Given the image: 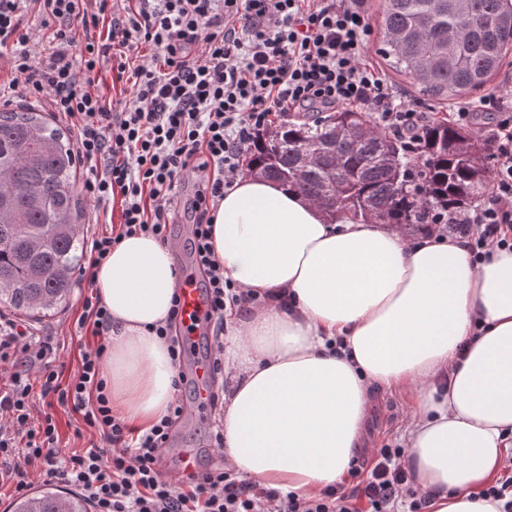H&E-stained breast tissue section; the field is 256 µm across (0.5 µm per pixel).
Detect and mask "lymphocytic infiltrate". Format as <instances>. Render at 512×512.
<instances>
[{
    "mask_svg": "<svg viewBox=\"0 0 512 512\" xmlns=\"http://www.w3.org/2000/svg\"><path fill=\"white\" fill-rule=\"evenodd\" d=\"M365 0H0V53L11 79L0 98L24 88L73 121L76 151L88 168L83 189L94 202L122 199L117 230L91 239L82 280L94 275L122 238L143 234L168 244L172 203L192 183L186 213L192 264L212 312L215 368L224 359V311H246L257 297L224 278L211 238V211L224 198L255 134L273 117L355 106L421 155L433 118L402 102L366 61ZM36 11L47 42L24 30ZM81 22L83 41L73 36ZM125 86L111 99L90 89L108 63ZM490 118L487 192L475 209L434 214L440 236L456 234L474 262L490 248L512 250V97L491 94L479 108H454L449 123ZM51 336L0 319V481L27 495L29 469L77 487L94 512H428L413 486L402 446H384L350 463L349 481L303 497L263 486L229 465L171 481L159 470L174 402L149 432L135 433L117 413L102 375L105 344L85 350L72 375ZM78 414L102 444L63 454L53 407Z\"/></svg>",
    "mask_w": 512,
    "mask_h": 512,
    "instance_id": "obj_1",
    "label": "lymphocytic infiltrate"
}]
</instances>
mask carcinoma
Here are the masks:
<instances>
[{"label":"carcinoma","mask_w":512,"mask_h":512,"mask_svg":"<svg viewBox=\"0 0 512 512\" xmlns=\"http://www.w3.org/2000/svg\"><path fill=\"white\" fill-rule=\"evenodd\" d=\"M506 0H385L383 59L438 104L489 90L512 51ZM348 111L256 133L245 173L327 203L331 215L390 224L405 235L427 227V209L453 213L482 198L489 149L478 135L436 122L416 161L380 130L346 135ZM322 152L302 178L306 152ZM335 167L336 179L329 168ZM76 158L61 129L34 107L0 112V304L33 318L66 302L82 256ZM12 512H88L55 485L16 500Z\"/></svg>","instance_id":"1"}]
</instances>
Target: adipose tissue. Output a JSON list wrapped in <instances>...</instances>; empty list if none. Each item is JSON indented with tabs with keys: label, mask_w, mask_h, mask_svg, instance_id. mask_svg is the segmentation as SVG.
<instances>
[{
	"label": "adipose tissue",
	"mask_w": 512,
	"mask_h": 512,
	"mask_svg": "<svg viewBox=\"0 0 512 512\" xmlns=\"http://www.w3.org/2000/svg\"><path fill=\"white\" fill-rule=\"evenodd\" d=\"M213 251L240 291L224 315V456L259 483L311 496L348 478L378 394L408 404L406 462L430 512H496L482 492L512 432V251L473 264L436 232L330 218L276 181L243 175L213 213ZM179 286L168 247L124 238L96 271L112 315V407L140 431L179 389L155 336Z\"/></svg>",
	"instance_id": "1"
}]
</instances>
